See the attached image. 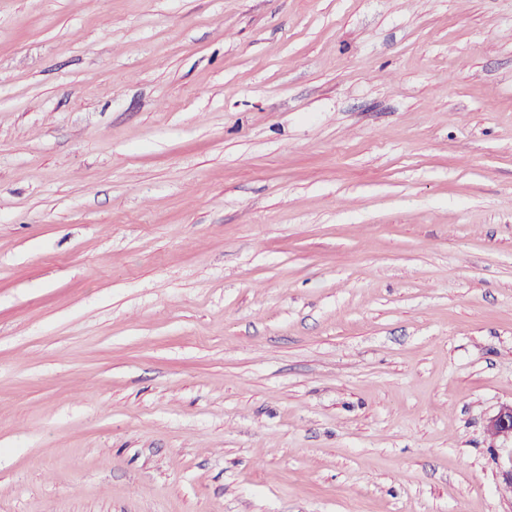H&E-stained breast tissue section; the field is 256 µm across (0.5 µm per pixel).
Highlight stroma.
<instances>
[{
    "instance_id": "obj_1",
    "label": "stroma",
    "mask_w": 512,
    "mask_h": 512,
    "mask_svg": "<svg viewBox=\"0 0 512 512\" xmlns=\"http://www.w3.org/2000/svg\"><path fill=\"white\" fill-rule=\"evenodd\" d=\"M512 0H0V512H512ZM488 431L495 438L510 440L512 447V404L502 406L489 420Z\"/></svg>"
}]
</instances>
